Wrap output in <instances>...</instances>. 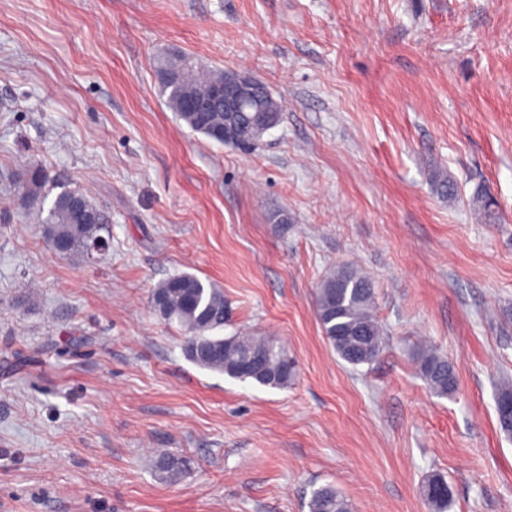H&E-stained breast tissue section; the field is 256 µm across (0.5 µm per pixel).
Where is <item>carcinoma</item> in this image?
I'll list each match as a JSON object with an SVG mask.
<instances>
[{
  "label": "carcinoma",
  "instance_id": "obj_1",
  "mask_svg": "<svg viewBox=\"0 0 512 512\" xmlns=\"http://www.w3.org/2000/svg\"><path fill=\"white\" fill-rule=\"evenodd\" d=\"M172 80H162L166 103L175 109L181 87L192 82L197 74L195 66L180 58L168 63L162 70ZM261 112H238L229 122L236 135V145L251 147L267 132V125L280 119L283 110L280 100L270 93L260 94ZM178 117L190 129L213 141L224 124L222 112H180ZM21 181L34 187L25 196L39 201L47 177L39 171L21 173ZM106 216L92 202L88 194L61 186L43 220L48 241L69 238L71 245L65 257L90 254L89 246L99 236ZM165 294L162 318L177 323L185 333L184 351L192 363L200 368L223 373L233 379L252 381L265 387L284 389L296 377L295 361L272 336L233 334L218 336L224 329L226 302L223 290L213 284H204L189 273L175 274L155 288L152 296ZM375 289L371 280L350 266H338L323 278L315 296V309L322 331L344 361L352 366L369 364L380 354L384 331L374 316ZM262 357V374L249 369L252 357ZM419 374L429 392L446 397L454 392L457 379L448 357L431 346L420 350ZM188 458L175 453L158 456L154 470L165 480L175 481L186 471ZM447 481L440 474L432 475L423 487V494L433 512H445L451 493L445 490ZM309 512H353L349 502L331 485L313 491L308 503Z\"/></svg>",
  "mask_w": 512,
  "mask_h": 512
}]
</instances>
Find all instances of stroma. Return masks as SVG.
<instances>
[{
    "mask_svg": "<svg viewBox=\"0 0 512 512\" xmlns=\"http://www.w3.org/2000/svg\"><path fill=\"white\" fill-rule=\"evenodd\" d=\"M173 53L251 73L280 124L252 148L192 131L157 77ZM24 169L89 189L107 250L52 256ZM343 263L386 336L356 368L315 314ZM178 273L223 290L224 335L276 337L294 383L189 361L151 305ZM426 340L449 396L417 374ZM508 383L512 0H0V512H308L326 484L432 512L436 472L447 512H512ZM419 374L429 392L437 397H446L453 393L457 379L448 357L431 345L421 349L418 356ZM188 458L175 453L158 456L154 461V470L162 479L175 481L187 470ZM445 486L446 492H445ZM448 487L450 491L448 492ZM423 494L434 512H444L451 498L450 485L440 474L432 475L423 487Z\"/></svg>",
    "mask_w": 512,
    "mask_h": 512,
    "instance_id": "35a3bbf8",
    "label": "stroma"
}]
</instances>
